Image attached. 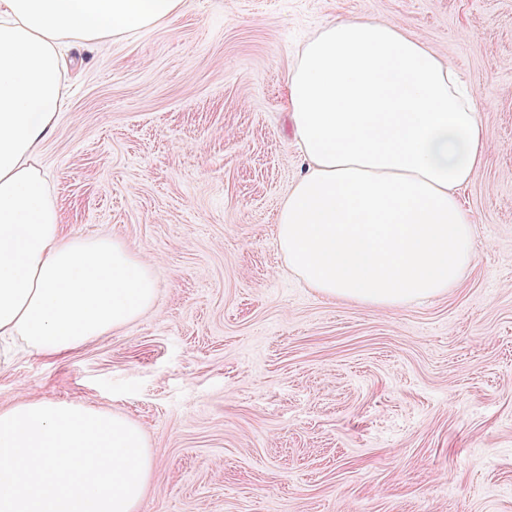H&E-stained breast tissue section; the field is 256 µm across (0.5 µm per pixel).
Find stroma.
Instances as JSON below:
<instances>
[{
	"mask_svg": "<svg viewBox=\"0 0 512 512\" xmlns=\"http://www.w3.org/2000/svg\"><path fill=\"white\" fill-rule=\"evenodd\" d=\"M348 15L451 62L490 139L461 194L472 266L396 307L323 297L275 245L301 172L288 72ZM75 61L43 149L61 223L121 240L157 295L65 357L0 360V407L138 423L154 458L137 512H512V0H186Z\"/></svg>",
	"mask_w": 512,
	"mask_h": 512,
	"instance_id": "35a3bbf8",
	"label": "stroma"
}]
</instances>
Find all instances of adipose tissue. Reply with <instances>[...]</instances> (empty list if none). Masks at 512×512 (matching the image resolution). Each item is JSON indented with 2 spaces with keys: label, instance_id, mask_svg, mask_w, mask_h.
<instances>
[{
  "label": "adipose tissue",
  "instance_id": "obj_1",
  "mask_svg": "<svg viewBox=\"0 0 512 512\" xmlns=\"http://www.w3.org/2000/svg\"><path fill=\"white\" fill-rule=\"evenodd\" d=\"M185 0H0V346L57 358L139 319L150 267L109 237L64 234L42 146L85 50L171 22ZM286 109L305 170L278 215L289 269L325 298L395 306L456 287L475 258L459 193L488 133L456 69L398 23L345 16L303 46Z\"/></svg>",
  "mask_w": 512,
  "mask_h": 512
}]
</instances>
